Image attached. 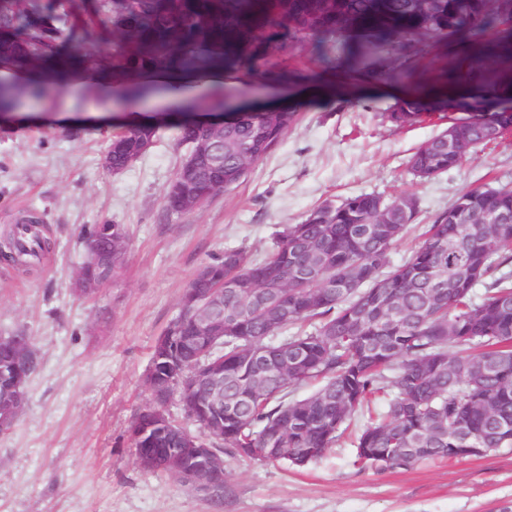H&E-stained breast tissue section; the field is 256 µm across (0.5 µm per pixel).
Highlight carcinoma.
Listing matches in <instances>:
<instances>
[{
  "label": "carcinoma",
  "instance_id": "cac0c4a2",
  "mask_svg": "<svg viewBox=\"0 0 512 512\" xmlns=\"http://www.w3.org/2000/svg\"><path fill=\"white\" fill-rule=\"evenodd\" d=\"M512 0H437L424 12L416 0H0V64L24 75L0 83V113L14 98L43 97L49 75L71 69L110 74L127 100L149 93L142 78L225 73L235 80L297 79L288 63L315 48L329 64L336 42L376 52L381 76L405 84L424 77L423 51L450 36L475 40L512 31ZM455 75L439 71L432 89L400 98L387 118L404 125L434 111ZM243 117L224 126V159L187 175L200 204L221 184L267 155L296 120ZM170 127L185 144L199 136L193 115ZM460 140L474 149L503 138L512 112L492 124L463 118ZM160 125L130 122L112 137V168L125 167L141 139L158 140ZM249 147L248 160L238 148ZM467 152L440 133L409 159L429 180L459 167ZM402 197L360 194L323 202L299 224H288L261 259L240 249L204 264L224 283V344L199 339L200 309L180 300L178 314L154 344L151 368L165 383L182 375L177 396L199 406L206 444L252 456L275 448L271 460L303 468L336 445L355 414L369 409L354 438L355 464L406 469L427 460L462 458L459 449L512 448V224H479L495 209L512 217V187L461 192L418 235L404 262L387 254L418 209L403 213ZM112 228V235L106 234ZM122 224H96L88 242L112 246V272L125 255ZM49 250L38 220L27 216L0 240V257L27 269ZM485 289L481 302L473 298ZM297 331L286 335L288 328ZM31 375L34 355L18 357L0 342V407L16 372ZM320 387L288 399V387ZM144 412L129 435L156 449L148 472H175L169 451L181 447L180 426Z\"/></svg>",
  "mask_w": 512,
  "mask_h": 512
}]
</instances>
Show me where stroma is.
Here are the masks:
<instances>
[{"mask_svg": "<svg viewBox=\"0 0 512 512\" xmlns=\"http://www.w3.org/2000/svg\"><path fill=\"white\" fill-rule=\"evenodd\" d=\"M497 43L493 35L481 48L449 38L444 53L457 60L460 79L447 110L403 126L386 114L409 86L376 82L366 65L273 84L194 77V99L217 89L230 105L281 102L298 121L243 181L180 213L164 205L186 152L173 130L162 129L126 170L104 167L118 129L107 78L72 72L60 92L20 98L16 120L0 124V233L32 212L52 249L28 274L0 262V336L27 334L38 361L22 416L0 434V512H512V448L385 471L355 465L347 441L302 469L228 449L218 502L142 470L128 433L148 401L157 337L198 268L225 249L264 256L279 225L352 195H414L416 221L428 224L464 190L512 183V133L430 180L408 165L416 148L463 116L458 92L490 84L493 100L512 99V88L496 81ZM105 222L127 225L125 259L87 298L74 289L83 231Z\"/></svg>", "mask_w": 512, "mask_h": 512, "instance_id": "stroma-1", "label": "stroma"}]
</instances>
